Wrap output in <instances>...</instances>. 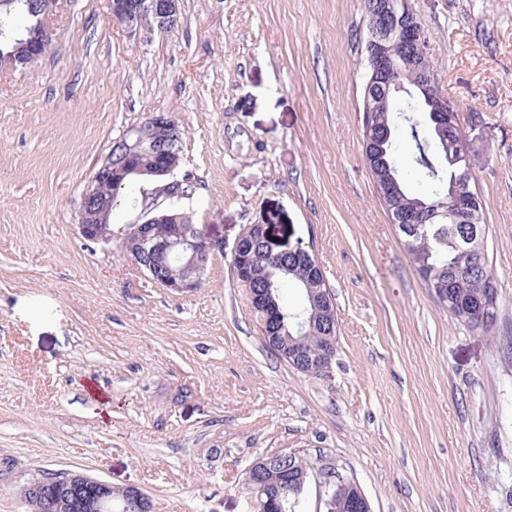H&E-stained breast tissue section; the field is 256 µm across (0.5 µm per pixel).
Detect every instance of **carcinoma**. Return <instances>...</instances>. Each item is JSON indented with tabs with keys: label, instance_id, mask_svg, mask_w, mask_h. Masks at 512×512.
I'll use <instances>...</instances> for the list:
<instances>
[{
	"label": "carcinoma",
	"instance_id": "obj_1",
	"mask_svg": "<svg viewBox=\"0 0 512 512\" xmlns=\"http://www.w3.org/2000/svg\"><path fill=\"white\" fill-rule=\"evenodd\" d=\"M39 0H0V52L15 51L22 48V39L26 33L41 22L42 13L38 7ZM411 114L399 111L395 103L388 112H378L379 123L370 128L363 124V130L376 135L385 127H393L402 122L405 135L415 144L416 165L425 170L433 182L434 189L428 196L411 193L405 182L398 156L396 138H391V148L386 156V163L376 168L372 178L378 183L385 180L387 173H392L399 185L398 194L391 201L388 210L390 219L412 209L423 206L428 210L438 209L440 214H429V219L420 232L409 236L402 234L406 251L411 256L417 271L427 287L431 288L438 301L448 308L455 317L464 321L474 330L484 333L490 331L497 322V303H490L487 309L488 324L480 326L472 316V308L480 301L489 299V288L484 267L472 261L470 246L466 245L467 232L475 233L480 241V254H485V224L483 205L478 193H473L470 205V220L465 224H454L449 217L442 215L448 210L450 191L453 182L452 172L444 159V148L432 149L433 135L412 112L423 109V102L416 93L403 97ZM251 262L246 276V287L253 293H265L269 300L279 306L284 319L281 324L269 327L272 351L277 356L292 353L310 359L320 344V330L312 326L311 319L315 313L318 292L326 290L325 282L315 279L309 273V263L301 264L288 256L282 266H274L268 257V244L261 237H256L249 244ZM293 286L300 291L301 302L296 307L288 306L283 297V290ZM262 481L274 488L287 482L288 472L272 463L261 470ZM266 512H296L300 494L292 493L288 500L267 498Z\"/></svg>",
	"mask_w": 512,
	"mask_h": 512
}]
</instances>
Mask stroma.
Returning a JSON list of instances; mask_svg holds the SVG:
<instances>
[{
    "mask_svg": "<svg viewBox=\"0 0 512 512\" xmlns=\"http://www.w3.org/2000/svg\"><path fill=\"white\" fill-rule=\"evenodd\" d=\"M411 4L483 204L488 334L426 287L364 162L363 0H180L173 29L132 33L108 0H59L46 55L0 71V512L65 470L154 512H253L246 471L283 451L312 467L299 512H328L329 475L371 512H512V0ZM157 113L183 129L189 194L135 180L111 243L83 240L91 174ZM171 207L225 247L187 295L121 248ZM253 224L324 272L326 375L265 345L230 255ZM334 486L339 491H346V495L344 498V502L346 506H351L357 512H370V505L368 500L366 499L364 493L361 491L359 486L354 482L352 483L350 480H338ZM355 488L356 492L352 493L351 490Z\"/></svg>",
    "mask_w": 512,
    "mask_h": 512,
    "instance_id": "stroma-1",
    "label": "stroma"
}]
</instances>
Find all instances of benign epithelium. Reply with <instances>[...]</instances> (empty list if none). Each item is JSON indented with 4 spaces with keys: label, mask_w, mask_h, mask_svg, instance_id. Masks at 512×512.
Instances as JSON below:
<instances>
[{
    "label": "benign epithelium",
    "mask_w": 512,
    "mask_h": 512,
    "mask_svg": "<svg viewBox=\"0 0 512 512\" xmlns=\"http://www.w3.org/2000/svg\"><path fill=\"white\" fill-rule=\"evenodd\" d=\"M59 0H42V24L29 33L24 54L0 53V69L25 68L39 59L47 37L51 33L48 17ZM179 0H109L112 21L133 32L141 29L170 30L177 22ZM369 37L366 45L368 80L363 86V111L380 112L382 107L393 104L404 91L400 81L402 71L408 73L414 86L422 93L434 86V68L427 48V40L421 19L410 0H373L367 10ZM428 112L434 135L446 139L445 129L459 125V114L444 97H426ZM178 138V124L165 114H155L140 125L131 128L112 146L103 164L97 168L82 193L77 224L80 236L97 244L112 242V225L104 221L111 211V199L103 191V185L114 178L125 177L130 172H149L167 180L163 190L169 191L178 185L168 181L180 163L179 155L173 150ZM161 150V166L147 169L135 163L146 148ZM470 171L464 168L454 184L451 196L453 204L450 214L459 223L468 220L467 201L471 195ZM177 220L172 212H156L146 216L139 224L132 225L129 235L124 238V248L134 263L141 255L175 253L182 261L186 273L170 276L164 269L149 270V278L159 286L172 292H193L202 284L211 255L224 252V242L207 240L196 231L185 233L178 227L164 231L159 225ZM233 271L237 280L245 278L244 260L247 258L243 239L233 246ZM336 355V337H322L320 350L314 361L317 373L328 372ZM335 487L346 492L344 502L357 512H370V505L358 485L341 479ZM129 499L138 505L137 512H153L152 502L147 494L136 487L126 488ZM112 485L75 471H62L47 482L38 480L21 487L24 498L40 505V512H99L110 498Z\"/></svg>",
    "instance_id": "benign-epithelium-1"
}]
</instances>
